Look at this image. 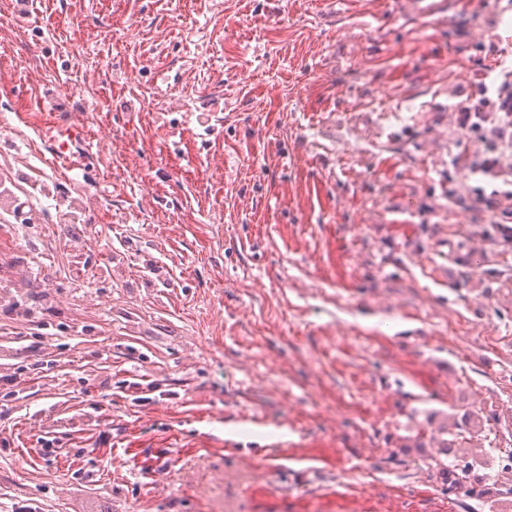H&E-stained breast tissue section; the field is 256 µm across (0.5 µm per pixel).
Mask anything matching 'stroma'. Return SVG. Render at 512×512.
I'll return each mask as SVG.
<instances>
[{
	"mask_svg": "<svg viewBox=\"0 0 512 512\" xmlns=\"http://www.w3.org/2000/svg\"><path fill=\"white\" fill-rule=\"evenodd\" d=\"M501 59L512 0H0V166L101 231L0 213V512H512L442 468L512 448ZM501 67L499 72V83L496 87V101H494V112L501 114L498 117V124L490 131L493 138V153L496 155L487 156L473 172L494 178L503 177L499 154L509 151L512 153V70L511 67Z\"/></svg>",
	"mask_w": 512,
	"mask_h": 512,
	"instance_id": "obj_1",
	"label": "stroma"
}]
</instances>
